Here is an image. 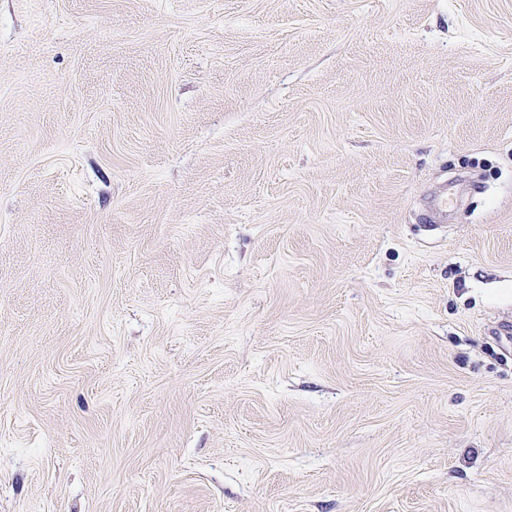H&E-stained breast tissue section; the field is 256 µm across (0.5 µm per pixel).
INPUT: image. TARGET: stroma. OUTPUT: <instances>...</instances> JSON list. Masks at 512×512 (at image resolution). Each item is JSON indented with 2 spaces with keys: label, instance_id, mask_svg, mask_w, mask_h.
<instances>
[{
  "label": "stroma",
  "instance_id": "stroma-1",
  "mask_svg": "<svg viewBox=\"0 0 512 512\" xmlns=\"http://www.w3.org/2000/svg\"><path fill=\"white\" fill-rule=\"evenodd\" d=\"M0 512H512V0H0Z\"/></svg>",
  "mask_w": 512,
  "mask_h": 512
}]
</instances>
